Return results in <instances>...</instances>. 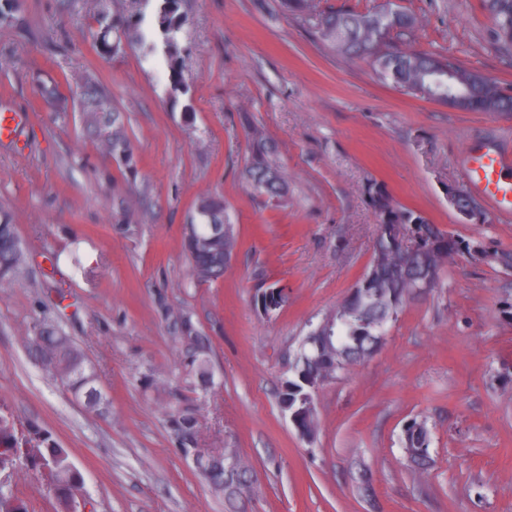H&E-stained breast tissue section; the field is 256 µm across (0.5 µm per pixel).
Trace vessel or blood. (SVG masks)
<instances>
[{
  "mask_svg": "<svg viewBox=\"0 0 512 512\" xmlns=\"http://www.w3.org/2000/svg\"><path fill=\"white\" fill-rule=\"evenodd\" d=\"M28 117L0 111V143L24 148ZM468 182L504 214H512V156L500 152L468 151L464 158Z\"/></svg>",
  "mask_w": 512,
  "mask_h": 512,
  "instance_id": "vessel-or-blood-1",
  "label": "vessel or blood"
}]
</instances>
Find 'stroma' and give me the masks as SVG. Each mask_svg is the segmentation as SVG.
<instances>
[{
  "label": "stroma",
  "instance_id": "35a3bbf8",
  "mask_svg": "<svg viewBox=\"0 0 512 512\" xmlns=\"http://www.w3.org/2000/svg\"><path fill=\"white\" fill-rule=\"evenodd\" d=\"M422 17L398 45L445 51L512 90V51L496 48L482 0H396ZM139 0H22L0 30V109L29 116L26 147L0 145V206L26 263L0 288V411L49 430L83 478L89 512H512V216L462 222L449 188H467L466 148L512 154V114L461 111L382 80L368 58L320 43L311 22L273 0H182L189 97H173L160 57L138 46L104 57L89 33L101 12ZM108 88L136 159L127 172L83 133L72 96L84 75ZM192 103V118L183 107ZM277 148L286 201L242 180L239 115ZM420 212L458 241L433 288L409 295L380 348L315 396L303 440L279 404L311 324L362 277L380 232L366 191ZM223 200L237 244L222 279L190 274L182 229L196 201ZM84 270L76 272L71 255ZM59 275L48 278V258ZM286 285L272 318L258 288ZM67 289L58 310L54 291ZM207 344L214 383H189L176 315ZM62 327L99 371L108 409L93 410L31 357L34 323ZM198 410L196 447L232 449L252 485L228 507L186 459L167 414ZM423 423L431 462L407 460L405 427Z\"/></svg>",
  "mask_w": 512,
  "mask_h": 512
}]
</instances>
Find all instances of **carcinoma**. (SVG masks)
Returning a JSON list of instances; mask_svg holds the SVG:
<instances>
[{"label": "carcinoma", "instance_id": "cac0c4a2", "mask_svg": "<svg viewBox=\"0 0 512 512\" xmlns=\"http://www.w3.org/2000/svg\"><path fill=\"white\" fill-rule=\"evenodd\" d=\"M153 3L149 29L142 27L144 15L137 17L121 13L102 12L92 39L102 56L116 53L124 44H138L146 53H162L168 70L169 89L173 96L189 94L184 72L189 66V53L180 45L183 16L180 0H144ZM277 7L306 20H314L320 39L333 49L351 56L373 58L380 75L409 91L427 99L448 103V85L455 87V95L463 97L458 108L466 111L512 112V95L497 81L472 69H467L440 52L400 48L395 36L416 26L418 20L399 5L387 2L375 10L313 13L312 0H275ZM492 25V37L502 50H512V0H484ZM19 0H0V28H8L19 21ZM80 111L85 114L86 129L99 145L117 156L122 166L132 169L135 159L129 148L120 112L112 104L109 92L97 81L86 79L80 86ZM240 122L249 140V155L244 177L248 188L258 197L279 200L288 195V174L275 161V147L260 133L249 113L240 114ZM367 192L378 210L381 223L405 224L426 230L439 237L437 231L419 212L394 205L383 186L370 183ZM195 210H209L224 215V238L220 247L228 254L236 246L234 225L224 208V202L211 196L198 200ZM183 231V246L190 259L191 274L198 278L208 273L214 262L209 250L200 248L195 237L210 232L209 220L192 219ZM448 258V251L423 252L408 268L402 267L400 248L385 236L377 239L374 256L357 291L325 314L329 322V344L315 357H303L298 351L290 371L293 378L283 383L280 398L298 400L304 385L299 375L339 374L363 362L370 355L377 336V325L398 314L403 300L420 282V275L428 269L437 270ZM25 256L12 213L0 207V286L12 283L22 272ZM256 301L263 303L267 314L275 315L288 304V294L262 290ZM184 333L196 342L199 351L188 363V376L201 384L208 367L202 337L194 333L189 320H182ZM29 350L37 355L49 350L53 355L47 369L77 399L91 407L103 404V394L96 387L98 374L84 354L63 331L46 323L33 327L28 337ZM181 451L190 449L198 429L196 412L191 407H179L169 414ZM423 429L414 425L407 430V452L418 467L428 464L429 458L418 459L415 452L424 443ZM224 470L205 475L213 485L224 489L225 498L233 501L251 485L250 469L233 454L222 453ZM50 469L43 477V468ZM32 472L45 478L50 488L56 512H69L72 495L83 483L80 472L69 459L68 449L41 427L29 426L20 433L14 419L0 413V473ZM0 512H28L26 504L16 498L8 486L0 484Z\"/></svg>", "mask_w": 512, "mask_h": 512}]
</instances>
